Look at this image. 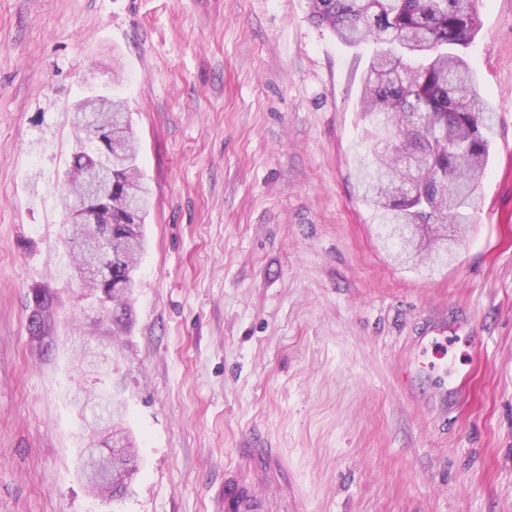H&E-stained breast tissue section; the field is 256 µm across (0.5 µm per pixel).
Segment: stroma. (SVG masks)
Listing matches in <instances>:
<instances>
[{"mask_svg":"<svg viewBox=\"0 0 512 512\" xmlns=\"http://www.w3.org/2000/svg\"><path fill=\"white\" fill-rule=\"evenodd\" d=\"M478 11L488 174L455 260L415 267L358 195L370 50L307 0H0V512H213L252 431L309 512H512V0ZM92 87L124 99L151 192L119 332L64 242ZM435 323L465 391L415 373ZM80 391L122 404V500L81 476Z\"/></svg>","mask_w":512,"mask_h":512,"instance_id":"obj_1","label":"stroma"}]
</instances>
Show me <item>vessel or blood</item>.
Wrapping results in <instances>:
<instances>
[{"label": "vessel or blood", "mask_w": 512, "mask_h": 512, "mask_svg": "<svg viewBox=\"0 0 512 512\" xmlns=\"http://www.w3.org/2000/svg\"><path fill=\"white\" fill-rule=\"evenodd\" d=\"M448 328L439 326L432 338V361L423 363L422 371L435 374L440 361L448 355ZM286 464L278 450L261 435L243 439L233 466L224 471V491L218 506L219 512H271L270 506L257 492L258 486L275 484L279 487L280 512H305L304 498L281 477Z\"/></svg>", "instance_id": "1"}]
</instances>
